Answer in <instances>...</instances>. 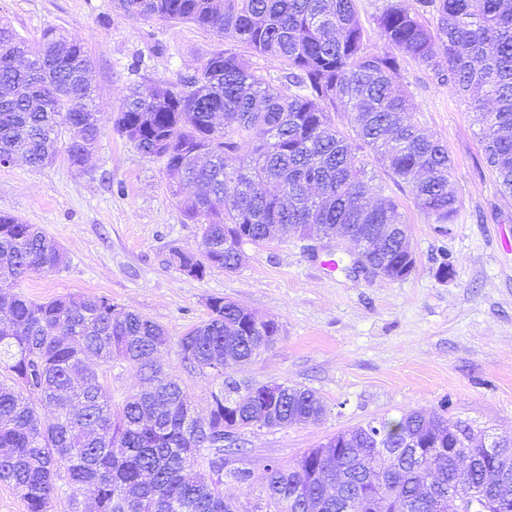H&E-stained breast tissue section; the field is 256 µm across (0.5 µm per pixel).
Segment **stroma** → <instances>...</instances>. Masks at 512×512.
Instances as JSON below:
<instances>
[{"instance_id":"35a3bbf8","label":"stroma","mask_w":512,"mask_h":512,"mask_svg":"<svg viewBox=\"0 0 512 512\" xmlns=\"http://www.w3.org/2000/svg\"><path fill=\"white\" fill-rule=\"evenodd\" d=\"M31 50L45 29L77 39L93 59V106L104 129L83 169L66 153L41 168L16 159L0 166V210L41 226L62 245L60 269L0 287L36 301L103 295L161 325L169 343L159 355L198 409L223 378L241 384L271 380L316 392L327 413L316 422L240 431L236 464L252 470L251 487L225 480L224 495L255 500L268 460L292 461L336 433L426 409L512 433V197L502 196L483 162L473 112L438 85L430 70L408 61L401 83L412 95L415 121L448 149L460 216L428 223L407 184H396L369 149L357 150L374 187L398 202L411 226L415 269L403 280L371 282L329 270L302 242L244 244L236 271L198 280L168 265L172 249L197 251L199 225L188 220L161 162L142 155L113 127L131 85L193 75L217 50L236 52L272 86L286 88L279 61L192 23L146 19L115 0H0ZM455 274L439 280L442 255ZM221 296L279 322L277 342L223 376L184 362L179 340L209 317Z\"/></svg>"}]
</instances>
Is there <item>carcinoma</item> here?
<instances>
[{
  "label": "carcinoma",
  "mask_w": 512,
  "mask_h": 512,
  "mask_svg": "<svg viewBox=\"0 0 512 512\" xmlns=\"http://www.w3.org/2000/svg\"><path fill=\"white\" fill-rule=\"evenodd\" d=\"M145 18L211 28L254 53L280 61L288 90L265 83L240 57L218 51L177 83L130 89L113 126L143 155L162 158L180 182L205 191L183 201L201 225L199 253L173 249L168 263L203 279L231 272L246 243L288 241L304 224L350 225L355 242L376 224L402 231L372 255L389 277L415 268L403 244L411 225L393 198L376 192L336 114L350 120L355 140L411 188L429 224H455L458 196L452 161L440 142L413 121L415 107L399 82L408 58L431 70L476 113L484 161L501 192L512 196V0H388L377 24L390 47L367 50L357 0H118ZM433 16L430 23L427 16ZM26 41L0 18V158L32 166L52 162L63 130L80 168L101 134L89 107L91 59L58 30L42 35L27 59ZM247 149V171L229 155ZM60 244L39 225L0 211V275L22 279L64 264ZM210 318L179 340L180 354L201 371L224 375L226 363H248L280 335L274 319H259L222 297L208 300ZM168 336L159 324L102 295L34 301L0 292V482L15 488L27 512H54L61 487L68 512H435L456 481L468 478L469 512H512V478L481 485L492 458L484 434L448 436L449 421L426 410L369 422L338 433L292 463L270 460L256 502L224 497V478L248 484L245 468L224 470L238 432L265 419L266 428L320 420L325 405L314 391L283 384L279 399L263 384L236 382L211 393L205 410L156 363ZM117 363L140 373V389L119 407L103 395L104 374ZM50 406L55 419L41 420ZM387 451L378 473L373 449ZM200 459L209 477L190 480ZM349 475L336 496V469Z\"/></svg>",
  "instance_id": "1"
}]
</instances>
